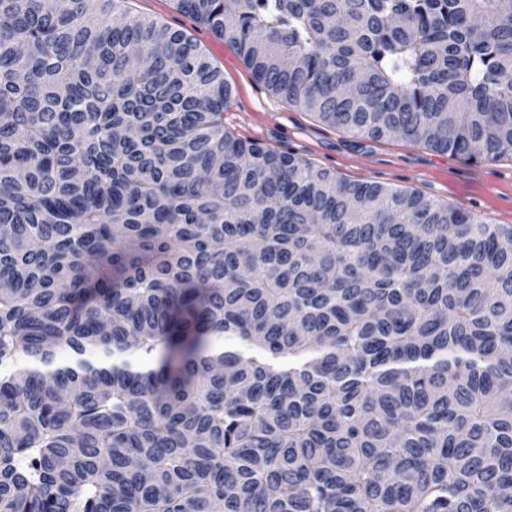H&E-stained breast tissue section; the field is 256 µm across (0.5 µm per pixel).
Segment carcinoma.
I'll return each instance as SVG.
<instances>
[{"label": "carcinoma", "instance_id": "1", "mask_svg": "<svg viewBox=\"0 0 512 512\" xmlns=\"http://www.w3.org/2000/svg\"><path fill=\"white\" fill-rule=\"evenodd\" d=\"M288 106L512 160V0H174ZM127 0H0V512H512V225L224 129Z\"/></svg>", "mask_w": 512, "mask_h": 512}]
</instances>
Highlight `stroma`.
I'll return each mask as SVG.
<instances>
[{
  "label": "stroma",
  "mask_w": 512,
  "mask_h": 512,
  "mask_svg": "<svg viewBox=\"0 0 512 512\" xmlns=\"http://www.w3.org/2000/svg\"><path fill=\"white\" fill-rule=\"evenodd\" d=\"M132 13L191 36L232 88L224 125L241 138L291 153L352 182L416 190L487 224L512 225V162L466 161L399 137L371 139L289 107L259 83L239 52L173 0H129Z\"/></svg>",
  "instance_id": "35a3bbf8"
}]
</instances>
